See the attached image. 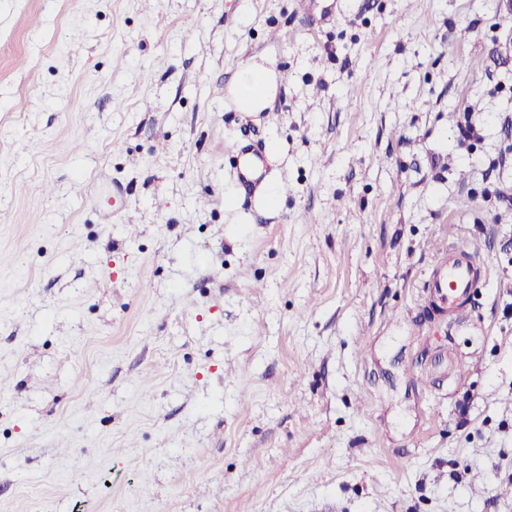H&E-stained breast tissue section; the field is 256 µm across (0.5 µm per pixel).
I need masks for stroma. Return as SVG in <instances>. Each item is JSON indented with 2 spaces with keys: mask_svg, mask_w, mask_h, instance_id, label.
<instances>
[{
  "mask_svg": "<svg viewBox=\"0 0 512 512\" xmlns=\"http://www.w3.org/2000/svg\"><path fill=\"white\" fill-rule=\"evenodd\" d=\"M0 512H512V0H0ZM278 75L267 59L252 57L241 61L230 97L240 112H260L275 92ZM281 184L277 172H271L257 187L256 202L264 207H270V210L274 209L282 197L279 193ZM482 277L483 268L467 247L442 246L436 252L433 271L424 286L430 292L447 296L448 311L457 313Z\"/></svg>",
  "mask_w": 512,
  "mask_h": 512,
  "instance_id": "1",
  "label": "stroma"
}]
</instances>
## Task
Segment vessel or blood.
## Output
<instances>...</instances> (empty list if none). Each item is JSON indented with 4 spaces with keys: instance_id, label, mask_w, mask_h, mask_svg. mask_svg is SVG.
<instances>
[{
    "instance_id": "vessel-or-blood-1",
    "label": "vessel or blood",
    "mask_w": 512,
    "mask_h": 512,
    "mask_svg": "<svg viewBox=\"0 0 512 512\" xmlns=\"http://www.w3.org/2000/svg\"><path fill=\"white\" fill-rule=\"evenodd\" d=\"M483 268L467 247L453 245L439 248L433 271L425 286L430 292L446 296L449 311H459L470 295Z\"/></svg>"
}]
</instances>
